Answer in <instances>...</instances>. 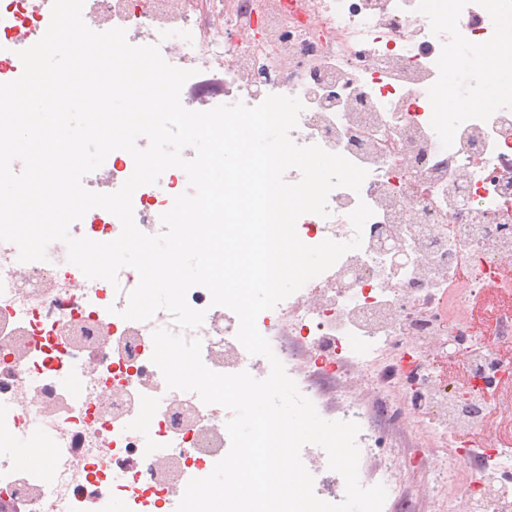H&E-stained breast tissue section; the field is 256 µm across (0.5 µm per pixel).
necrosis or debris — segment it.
I'll use <instances>...</instances> for the list:
<instances>
[{
  "instance_id": "1",
  "label": "necrosis or debris",
  "mask_w": 512,
  "mask_h": 512,
  "mask_svg": "<svg viewBox=\"0 0 512 512\" xmlns=\"http://www.w3.org/2000/svg\"><path fill=\"white\" fill-rule=\"evenodd\" d=\"M512 0H85L93 30L126 31L133 45H159L183 69L224 77L219 94L183 97L206 111L238 101L254 106L267 95L298 97L305 106L293 141L320 145L367 170L360 190L340 187L328 197L330 217L302 215L300 240L346 242L358 202L373 210L362 246L257 319L288 375L294 352L283 329L300 336L315 368L336 371L351 341L358 373L378 397L381 416L443 449L442 469L456 473L460 447L491 448L484 421L486 396L512 387V362L499 351L512 342V101L491 108L438 111L431 92L453 86L468 97L480 68L458 76L460 52L499 45L498 21ZM49 0H0V83L18 78L19 50L48 27ZM134 171L132 156L111 152L83 179L86 189L112 193ZM185 173L166 171L133 195L134 221L162 232L161 214L187 191ZM119 219L94 208L72 224V236L116 239ZM407 255L402 268L387 260ZM43 261L22 262L15 244L0 241V501L21 512H173L187 483L211 474L230 449L229 410L205 404L192 391L170 390L153 363L152 334L172 327L167 311L147 321L120 316L136 287L125 267L117 283L87 278L67 259L63 243L49 244ZM507 294L487 314L483 336L470 326L473 292ZM188 304L203 324L185 330L200 339L203 363L220 373L263 379L268 360L237 339L234 312L191 287ZM463 351L470 387L448 381V348ZM392 354L388 373L377 372ZM20 435H46L53 446L38 466L16 459ZM301 460L315 495L328 502L345 493L324 449L304 446ZM512 464L484 468L463 498L470 512H512V495L487 496Z\"/></svg>"
}]
</instances>
